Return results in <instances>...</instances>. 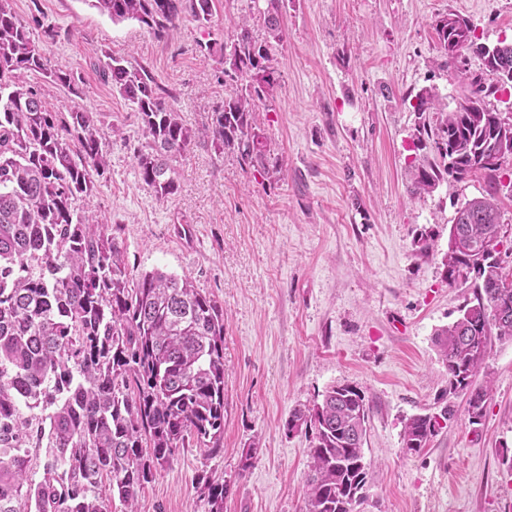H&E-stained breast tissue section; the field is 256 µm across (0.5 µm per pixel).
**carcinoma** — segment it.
<instances>
[{
    "mask_svg": "<svg viewBox=\"0 0 512 512\" xmlns=\"http://www.w3.org/2000/svg\"><path fill=\"white\" fill-rule=\"evenodd\" d=\"M112 23L135 21L162 38L187 15L204 25L213 0H84ZM269 40L243 24L228 43L198 44L216 62L217 81L246 76L252 83L224 99L196 132L159 93L143 65L110 58L103 75L130 101L145 145L136 151L140 179L160 196L176 189L173 162L198 134L218 154L238 151L263 162L255 132L256 104L271 84L272 44L285 38L284 0H265ZM44 41L57 31L34 15L23 21L0 0V512H112L100 496L108 482L125 512L157 469L193 439L219 448L224 437V310L187 277L159 269L134 276L122 243L89 214L86 200L108 166L105 132L95 112L61 110L29 72L79 96L74 75L53 68ZM435 30L448 65L469 80V94L420 133L432 140L444 168L419 167L415 188L431 191L442 174H480L486 194L457 209L443 261L448 286H473L459 317L434 341L448 370V393L464 394L469 422L484 417L487 391L475 386L494 341L512 342V274L498 257H479L483 242L502 238L497 204L499 167L487 164L509 135L498 128L485 98L496 76H512V42L494 47L486 77L467 78L472 30L460 16L441 17ZM430 91L416 95L418 114L437 108ZM456 413L409 418L403 447L418 452ZM368 410L351 385L333 386L321 402L296 408L286 433H311L306 512H355L363 499ZM226 484L207 483L209 512H224Z\"/></svg>",
    "mask_w": 512,
    "mask_h": 512,
    "instance_id": "obj_1",
    "label": "carcinoma"
}]
</instances>
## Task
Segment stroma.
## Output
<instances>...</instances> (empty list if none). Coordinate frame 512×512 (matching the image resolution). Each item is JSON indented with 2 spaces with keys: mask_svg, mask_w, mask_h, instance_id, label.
I'll return each mask as SVG.
<instances>
[{
  "mask_svg": "<svg viewBox=\"0 0 512 512\" xmlns=\"http://www.w3.org/2000/svg\"><path fill=\"white\" fill-rule=\"evenodd\" d=\"M10 4L57 30L46 55L80 79L77 97L48 87L53 103L122 131L87 206L122 243L129 270L188 277L224 310L221 447L188 441L141 491L137 512H209L210 480L229 487L224 512H305L310 440L283 423L341 384L370 405L357 512H512V342L493 344L476 379L488 388L481 424H470L461 394L426 448L407 450L401 437L408 418L444 404L434 334L471 296L443 278L448 229L485 188L472 176L415 193L414 169L437 160L416 145L419 123L436 115L414 112L415 96L430 89L452 106L465 90L439 46V17H463L491 47L512 41V0H286L277 83L258 103L263 164L197 141L166 197L140 179L138 115L101 66L116 57L147 67L184 123L201 127L237 84L217 82L197 44L230 42L243 20L265 41L260 0H214L207 26L187 17L162 38L112 24L84 0ZM500 174V260L512 271V155ZM426 229L427 253L417 243Z\"/></svg>",
  "mask_w": 512,
  "mask_h": 512,
  "instance_id": "stroma-1",
  "label": "stroma"
}]
</instances>
